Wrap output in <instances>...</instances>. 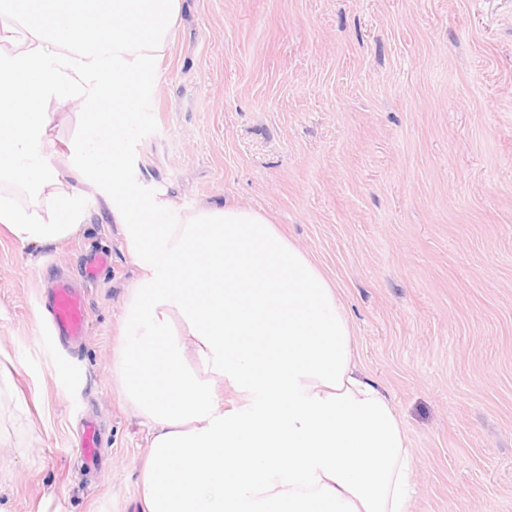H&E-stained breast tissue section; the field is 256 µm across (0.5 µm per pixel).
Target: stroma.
Returning a JSON list of instances; mask_svg holds the SVG:
<instances>
[{
    "label": "stroma",
    "instance_id": "1",
    "mask_svg": "<svg viewBox=\"0 0 512 512\" xmlns=\"http://www.w3.org/2000/svg\"><path fill=\"white\" fill-rule=\"evenodd\" d=\"M131 122L143 194L261 210L337 286L407 433L409 512H512V0H182ZM97 199L58 244L0 227V369L26 406L0 440V512H141L147 430L112 383L135 271ZM93 250L112 262L64 351L39 290ZM102 443L99 438L97 421L93 417H86L82 422V438L79 455L88 470H96L103 458Z\"/></svg>",
    "mask_w": 512,
    "mask_h": 512
}]
</instances>
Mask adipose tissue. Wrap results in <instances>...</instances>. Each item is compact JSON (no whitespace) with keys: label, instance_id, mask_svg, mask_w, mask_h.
<instances>
[{"label":"adipose tissue","instance_id":"obj_1","mask_svg":"<svg viewBox=\"0 0 512 512\" xmlns=\"http://www.w3.org/2000/svg\"><path fill=\"white\" fill-rule=\"evenodd\" d=\"M181 6L0 0V225L23 246L65 241L87 220L83 186H100L136 270L112 376L149 431L142 512H409L403 424L355 362L318 263L259 210L185 211L128 179V130L111 108L136 109ZM71 111L81 131L45 164L36 148ZM198 256L200 286L185 278Z\"/></svg>","mask_w":512,"mask_h":512}]
</instances>
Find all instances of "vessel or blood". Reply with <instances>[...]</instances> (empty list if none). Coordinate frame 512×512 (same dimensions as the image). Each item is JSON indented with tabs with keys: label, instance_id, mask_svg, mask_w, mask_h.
Segmentation results:
<instances>
[{
	"label": "vessel or blood",
	"instance_id": "b4317fda",
	"mask_svg": "<svg viewBox=\"0 0 512 512\" xmlns=\"http://www.w3.org/2000/svg\"><path fill=\"white\" fill-rule=\"evenodd\" d=\"M42 305L50 313L49 330L61 345L82 341L86 336L89 304L84 289L76 287L69 279H57ZM79 455L86 469H97L102 461V443L98 424L94 418L82 422V438Z\"/></svg>",
	"mask_w": 512,
	"mask_h": 512
}]
</instances>
